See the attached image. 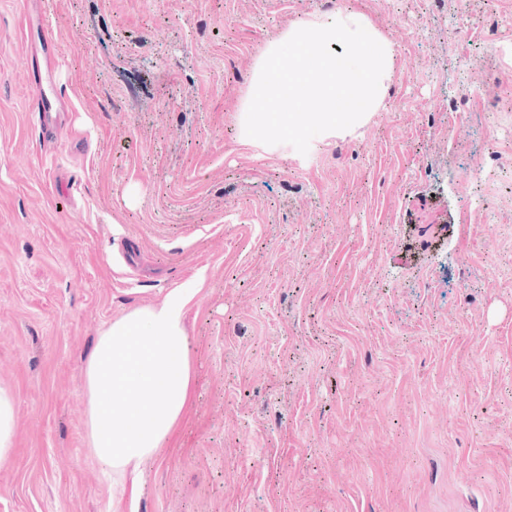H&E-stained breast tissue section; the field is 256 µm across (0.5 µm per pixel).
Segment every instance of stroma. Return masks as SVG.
I'll list each match as a JSON object with an SVG mask.
<instances>
[{
    "label": "stroma",
    "mask_w": 512,
    "mask_h": 512,
    "mask_svg": "<svg viewBox=\"0 0 512 512\" xmlns=\"http://www.w3.org/2000/svg\"><path fill=\"white\" fill-rule=\"evenodd\" d=\"M45 2L56 146L0 0V512H112L86 360L198 276L139 512H512V0ZM337 5L392 44L382 107L305 159L245 144L262 52ZM15 394L11 388L0 386V463L12 456L15 435Z\"/></svg>",
    "instance_id": "35a3bbf8"
}]
</instances>
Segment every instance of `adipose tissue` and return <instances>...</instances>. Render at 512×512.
<instances>
[{"label": "adipose tissue", "mask_w": 512, "mask_h": 512, "mask_svg": "<svg viewBox=\"0 0 512 512\" xmlns=\"http://www.w3.org/2000/svg\"><path fill=\"white\" fill-rule=\"evenodd\" d=\"M200 287L184 283L112 320L85 364L86 444L128 512H138L145 465L183 419L192 383L185 322Z\"/></svg>", "instance_id": "adipose-tissue-1"}]
</instances>
